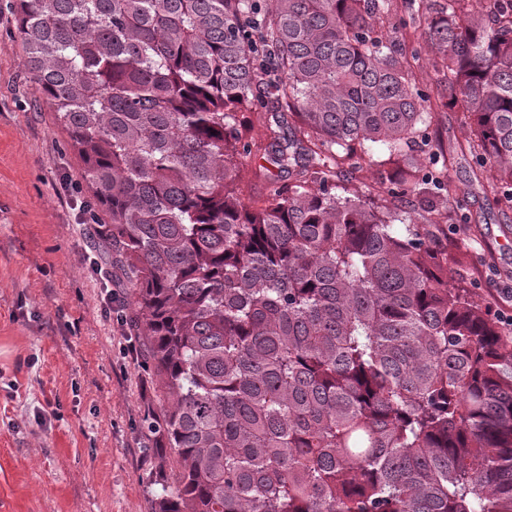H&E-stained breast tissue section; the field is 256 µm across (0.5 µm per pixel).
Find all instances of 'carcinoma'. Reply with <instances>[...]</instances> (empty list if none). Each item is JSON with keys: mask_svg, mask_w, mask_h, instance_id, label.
<instances>
[{"mask_svg": "<svg viewBox=\"0 0 512 512\" xmlns=\"http://www.w3.org/2000/svg\"><path fill=\"white\" fill-rule=\"evenodd\" d=\"M431 2L413 21L474 128L460 150L512 210V0ZM15 6L133 275L147 429L178 468L154 512H512V330L448 283L471 217L380 0Z\"/></svg>", "mask_w": 512, "mask_h": 512, "instance_id": "obj_1", "label": "carcinoma"}]
</instances>
